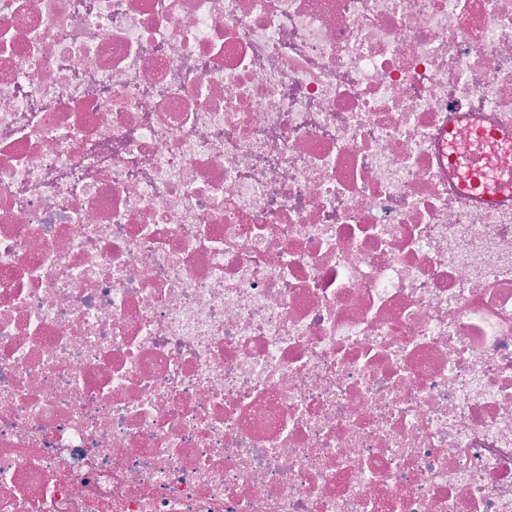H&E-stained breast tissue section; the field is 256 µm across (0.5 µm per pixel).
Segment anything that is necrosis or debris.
<instances>
[{
	"mask_svg": "<svg viewBox=\"0 0 512 512\" xmlns=\"http://www.w3.org/2000/svg\"><path fill=\"white\" fill-rule=\"evenodd\" d=\"M512 0H0V512H512Z\"/></svg>",
	"mask_w": 512,
	"mask_h": 512,
	"instance_id": "4bbe7bcc",
	"label": "necrosis or debris"
}]
</instances>
